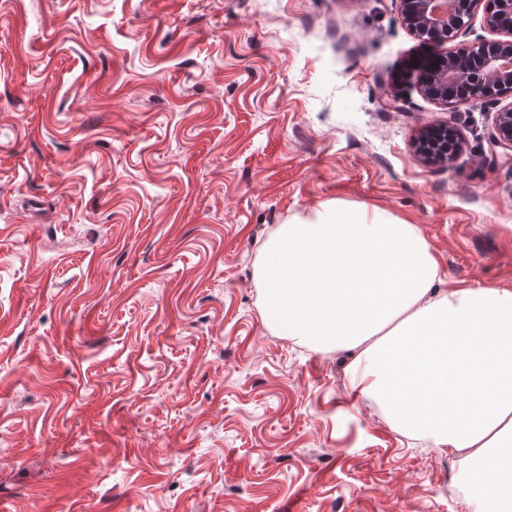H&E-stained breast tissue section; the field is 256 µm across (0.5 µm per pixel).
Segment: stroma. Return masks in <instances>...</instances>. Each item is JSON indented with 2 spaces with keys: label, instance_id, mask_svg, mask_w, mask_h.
I'll return each instance as SVG.
<instances>
[{
  "label": "stroma",
  "instance_id": "obj_1",
  "mask_svg": "<svg viewBox=\"0 0 512 512\" xmlns=\"http://www.w3.org/2000/svg\"><path fill=\"white\" fill-rule=\"evenodd\" d=\"M400 0H0V512H468L466 467L262 316L261 247L332 200L512 290L506 99L457 109ZM457 129L447 166L426 127ZM496 137L495 146L501 147L510 152L506 155L511 158L512 152V102L510 106L497 112L495 117Z\"/></svg>",
  "mask_w": 512,
  "mask_h": 512
}]
</instances>
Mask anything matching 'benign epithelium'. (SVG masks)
<instances>
[{"label": "benign epithelium", "mask_w": 512, "mask_h": 512, "mask_svg": "<svg viewBox=\"0 0 512 512\" xmlns=\"http://www.w3.org/2000/svg\"><path fill=\"white\" fill-rule=\"evenodd\" d=\"M484 5L486 24L503 35V38L477 45H464L444 56L434 58L421 66V90L444 105L460 106L468 103L465 98L448 94V88L467 80L474 84L497 82L498 90H490L483 97L512 95V14H494L489 0H451V7L443 0H402V19L419 38L429 43L448 42L469 25L475 9ZM495 144L512 152V105L503 108L495 117ZM461 148V137L454 129L429 128L423 132L424 161L428 164H449Z\"/></svg>", "instance_id": "7a95c632"}]
</instances>
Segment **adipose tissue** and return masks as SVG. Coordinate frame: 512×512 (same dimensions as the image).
<instances>
[{
    "mask_svg": "<svg viewBox=\"0 0 512 512\" xmlns=\"http://www.w3.org/2000/svg\"><path fill=\"white\" fill-rule=\"evenodd\" d=\"M264 319L350 351L351 388L396 429L464 455L478 512H512V291L438 288L416 225L324 204L263 246Z\"/></svg>",
    "mask_w": 512,
    "mask_h": 512,
    "instance_id": "1",
    "label": "adipose tissue"
}]
</instances>
